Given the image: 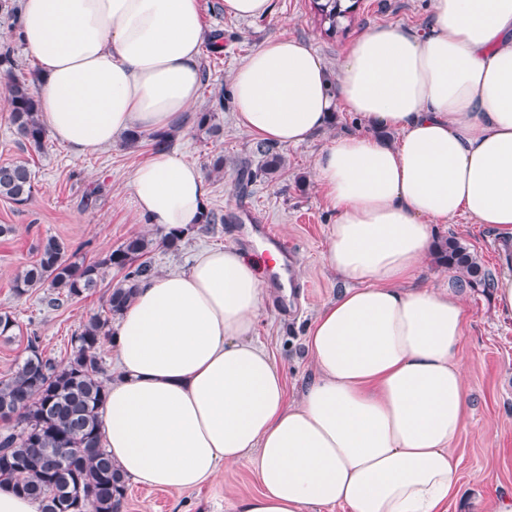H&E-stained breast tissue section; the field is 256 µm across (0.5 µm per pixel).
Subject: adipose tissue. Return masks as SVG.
Segmentation results:
<instances>
[{"label": "adipose tissue", "instance_id": "adipose-tissue-1", "mask_svg": "<svg viewBox=\"0 0 512 512\" xmlns=\"http://www.w3.org/2000/svg\"><path fill=\"white\" fill-rule=\"evenodd\" d=\"M41 120L80 158L137 130L191 119L207 40L200 0H22ZM237 125L283 147L335 111L363 130L318 152L334 214L324 263L342 288L307 327L314 374L289 400L253 335L274 251H200L142 279L112 328L104 444L128 478L189 490L249 462L261 487L234 512H446L470 391L457 359L463 288L416 280L434 227L464 216L512 239V0H429L428 23L364 30L329 73L311 46L275 36L231 80ZM398 132L389 142L374 136ZM137 217L163 231L201 221L210 185L177 151L132 172Z\"/></svg>", "mask_w": 512, "mask_h": 512}]
</instances>
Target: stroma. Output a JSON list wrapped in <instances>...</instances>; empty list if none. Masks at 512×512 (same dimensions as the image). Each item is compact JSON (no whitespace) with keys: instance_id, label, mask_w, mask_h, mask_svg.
<instances>
[{"instance_id":"obj_1","label":"stroma","mask_w":512,"mask_h":512,"mask_svg":"<svg viewBox=\"0 0 512 512\" xmlns=\"http://www.w3.org/2000/svg\"><path fill=\"white\" fill-rule=\"evenodd\" d=\"M223 0H202L209 32H223L220 52L204 49L202 68L207 72L196 111L213 112L223 128L220 137L198 131L194 125L177 129L173 150L208 168L213 156L223 155L224 172L209 179L207 207L224 220L207 230L187 234L178 249L160 247V229L138 221L129 201L128 181L133 169L150 157L148 138L137 146L117 141L99 152L76 158L66 147L53 144L37 150L20 148L9 123V80L0 81V164H29L36 191L23 206L0 198V224L12 225L11 235L0 237V313H9L19 328L13 337H0V377L13 370L24 357L27 338L37 334L48 356L64 361L71 351V338L89 316L105 315L109 288L121 279L116 270L106 271L93 292L50 309L49 286L31 289L19 296L13 279L38 258L37 247L54 236L68 245L69 258L92 263L128 237L143 235L156 240L150 254L156 273L186 268L195 255L208 247L231 243L252 247L246 225L251 214L262 215L272 232L296 252L297 281L304 293L301 309L294 315L279 312L275 300H267L255 335L274 354L287 380L290 398H297L313 375L303 338L318 308L335 298L341 284L322 262L327 247V229L333 220L314 179L318 151L336 136L358 129L346 112H336L331 123L312 140L297 147L282 148L284 164L276 179L259 180L239 192L237 173L242 162L258 165L256 140L234 121L232 98H219L230 87L233 69L268 37L284 35L308 42L329 69H337L348 44L372 25H400L424 29L429 0H346L351 11L346 33L327 37L321 30L311 0H274L271 17L241 20L225 16ZM455 237L492 274L503 269L499 239L479 224L464 218L438 225L437 239ZM471 322L461 346L459 361L472 392L466 414V432L457 444L460 457L461 500L448 512H496L499 501L512 496V318L501 316L491 290L471 288L465 294ZM259 483L249 464L223 469L205 486L181 492L129 483L124 512H229L228 502L255 494Z\"/></svg>"}]
</instances>
